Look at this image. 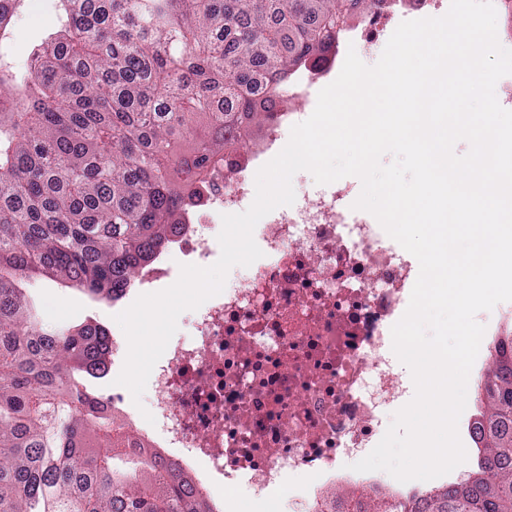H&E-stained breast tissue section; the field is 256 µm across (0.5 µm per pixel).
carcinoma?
Listing matches in <instances>:
<instances>
[{
    "instance_id": "carcinoma-1",
    "label": "carcinoma",
    "mask_w": 512,
    "mask_h": 512,
    "mask_svg": "<svg viewBox=\"0 0 512 512\" xmlns=\"http://www.w3.org/2000/svg\"><path fill=\"white\" fill-rule=\"evenodd\" d=\"M24 2L0 6V512H215L176 463L128 455L76 381L106 370L108 331L44 325L27 286L119 300L208 167L383 0H56L20 67L3 48ZM494 343L464 476L356 512H512V326Z\"/></svg>"
}]
</instances>
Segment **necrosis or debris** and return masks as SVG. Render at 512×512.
<instances>
[{
	"instance_id": "1",
	"label": "necrosis or debris",
	"mask_w": 512,
	"mask_h": 512,
	"mask_svg": "<svg viewBox=\"0 0 512 512\" xmlns=\"http://www.w3.org/2000/svg\"><path fill=\"white\" fill-rule=\"evenodd\" d=\"M449 7L450 0H393L367 13L319 69L292 80L289 99H314L348 49L373 55L404 18ZM305 119L277 110L252 142L212 169L168 250L142 269L137 287L166 283L174 254L208 265L222 215L252 204L255 172ZM353 192L341 182L297 195L256 225L264 261L195 310L192 339L169 342L154 366L153 422L139 418L126 393L103 401L125 420L131 447L161 448L180 466L204 467L196 488L208 500L223 499V483L233 478L258 496L286 491L289 512H320L327 487L354 491L374 481L347 464L374 449L388 411L411 395L391 329L407 309L418 270L381 225L350 208ZM300 470L312 482L290 484Z\"/></svg>"
}]
</instances>
